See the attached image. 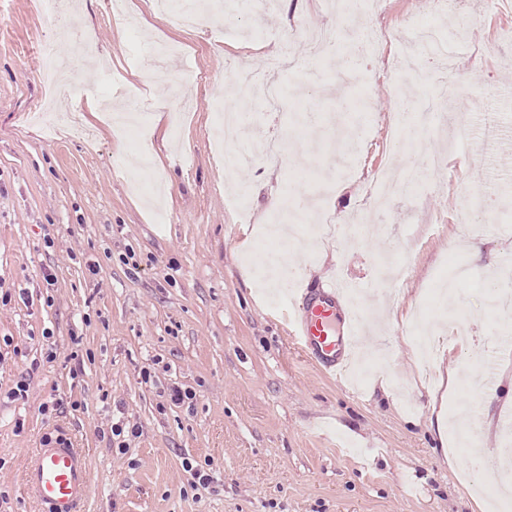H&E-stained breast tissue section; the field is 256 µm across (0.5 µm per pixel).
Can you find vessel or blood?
<instances>
[{"label": "vessel or blood", "mask_w": 512, "mask_h": 512, "mask_svg": "<svg viewBox=\"0 0 512 512\" xmlns=\"http://www.w3.org/2000/svg\"><path fill=\"white\" fill-rule=\"evenodd\" d=\"M341 289L328 282L323 297L299 307L291 321L292 334L329 372H338L357 342V317H337ZM27 484L47 512H80L88 491L85 456L66 440L44 445L26 471Z\"/></svg>", "instance_id": "b4317fda"}]
</instances>
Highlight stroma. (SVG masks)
<instances>
[{
  "mask_svg": "<svg viewBox=\"0 0 512 512\" xmlns=\"http://www.w3.org/2000/svg\"><path fill=\"white\" fill-rule=\"evenodd\" d=\"M71 15L38 0H0V512H46L24 474L46 438L66 436L89 461L82 512H474L507 443L512 317L492 294L512 255V9L488 0H384L362 10L388 30L362 75L336 79V57L281 73L279 111L253 123L285 162L224 178L214 146L216 88L263 67L296 24L333 26L322 0H224L228 22L187 28L153 0H73ZM438 30L442 61L406 57L402 18ZM93 34L95 58L50 89L46 51ZM178 45L156 61L152 49ZM466 86L422 129L446 168L410 150L386 158L414 110L450 71ZM192 111L179 108L182 98ZM388 162L425 171L416 197L391 192L386 214L357 223L370 172ZM487 205L467 210L469 193ZM288 200L273 209L272 196ZM319 198L318 217L294 206ZM330 224L292 248L290 293L273 303L259 277L272 249L262 225ZM347 279L363 290L360 346L381 364L362 385L330 376L288 334L296 288ZM494 354L487 388L464 402ZM25 395H15L20 381ZM183 392L182 401L171 398ZM472 427L482 448H448L436 417ZM210 469L193 487L184 461Z\"/></svg>",
  "mask_w": 512,
  "mask_h": 512,
  "instance_id": "obj_1",
  "label": "stroma"
}]
</instances>
